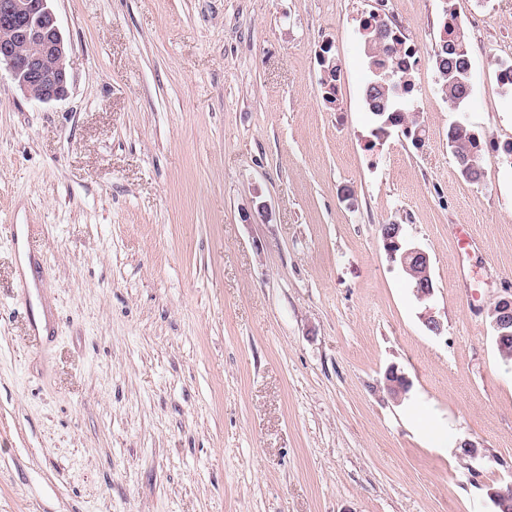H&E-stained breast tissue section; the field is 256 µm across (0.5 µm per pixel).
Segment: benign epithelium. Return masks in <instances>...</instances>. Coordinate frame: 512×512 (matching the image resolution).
<instances>
[{
	"label": "benign epithelium",
	"mask_w": 512,
	"mask_h": 512,
	"mask_svg": "<svg viewBox=\"0 0 512 512\" xmlns=\"http://www.w3.org/2000/svg\"><path fill=\"white\" fill-rule=\"evenodd\" d=\"M51 2L0 0V65H6L25 96L41 103L65 98L69 86V45L57 25ZM379 231L384 249L407 274L413 294L423 306L424 326L441 335L443 325L430 306L435 285L429 253L407 241L402 224H382ZM487 317L497 342V332L512 323V294L499 298ZM379 389L393 403L400 404L409 398L412 381L390 366L379 381Z\"/></svg>",
	"instance_id": "1"
}]
</instances>
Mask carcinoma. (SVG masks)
Returning a JSON list of instances; mask_svg holds the SVG:
<instances>
[{
  "label": "carcinoma",
  "mask_w": 512,
  "mask_h": 512,
  "mask_svg": "<svg viewBox=\"0 0 512 512\" xmlns=\"http://www.w3.org/2000/svg\"><path fill=\"white\" fill-rule=\"evenodd\" d=\"M363 34L367 83L364 101L367 111L373 115L374 126L384 131L388 121L400 122L402 115L397 112L398 101L393 87L401 85L408 94H413L414 85L411 73L400 68L398 58L413 53L401 39L395 36L396 30L390 28L383 19L371 17L363 24ZM447 37L439 40L434 49V61L441 94L450 107L461 105L465 101V91L470 82V69L466 66L469 59L465 34L462 29L446 31ZM322 77L320 90L323 100L328 104L336 103L331 89L340 76V66L332 57L318 62ZM448 148L457 161L470 164V168L461 171V175L470 182L480 180L483 172L485 149L478 135L467 126H451L448 129Z\"/></svg>",
  "instance_id": "carcinoma-1"
}]
</instances>
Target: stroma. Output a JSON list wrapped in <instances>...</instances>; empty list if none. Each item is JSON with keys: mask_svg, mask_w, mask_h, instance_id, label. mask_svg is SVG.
I'll list each match as a JSON object with an SVG mask.
<instances>
[{"mask_svg": "<svg viewBox=\"0 0 512 512\" xmlns=\"http://www.w3.org/2000/svg\"><path fill=\"white\" fill-rule=\"evenodd\" d=\"M52 9L67 97L0 70V512H492L512 475V364L486 318L512 291V87L493 77L512 0ZM372 11L417 48L420 145L370 144ZM448 11L472 60L460 112L432 60ZM458 122L496 145L476 183L448 149ZM10 224L44 275L31 296ZM383 224L429 253L442 335ZM392 364L413 382L400 404L377 387ZM463 439L483 449L468 467ZM318 65L321 68L322 77L320 80V90L323 100L328 104H335L336 99L332 95L331 89L334 82L338 81L340 76V66L332 60L331 55H328L325 60H318Z\"/></svg>", "mask_w": 512, "mask_h": 512, "instance_id": "1", "label": "stroma"}]
</instances>
